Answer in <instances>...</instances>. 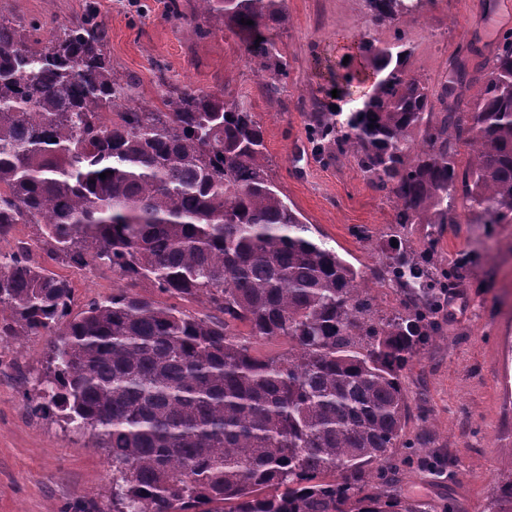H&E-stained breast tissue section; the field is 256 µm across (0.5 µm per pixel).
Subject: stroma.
<instances>
[{"label": "stroma", "mask_w": 512, "mask_h": 512, "mask_svg": "<svg viewBox=\"0 0 512 512\" xmlns=\"http://www.w3.org/2000/svg\"><path fill=\"white\" fill-rule=\"evenodd\" d=\"M87 0H0V14L44 30L81 16ZM109 30L108 56L115 76L138 78L136 100L154 110L163 104L156 71L170 84L223 93L245 102L260 122L271 176L302 214L315 240L355 268L372 267L386 246L395 211L374 188L352 155L323 158L309 140L314 113L370 91L361 76L369 64L359 40L382 45L402 31L410 73L430 88L448 78L459 55L479 64L495 49L498 35L478 0H428L423 10L396 25L372 20L366 0H285L288 20L269 28L288 61L281 91L268 97L270 81L257 73L239 35L222 24L196 31L195 0H184L182 18L167 17L168 0H95ZM458 221L413 225L408 249L433 246L440 266L454 270L442 335L403 373L413 416L407 438L428 431L425 453L452 455L451 474L430 479L418 466L401 474L403 496L453 512H486L497 482L512 475V223L479 224L464 203ZM75 288L74 306L111 296L118 288L104 267L56 266ZM49 336L0 339V512H92L112 495V464L92 447L88 434L48 417L27 413L24 392L36 391L44 374Z\"/></svg>", "instance_id": "obj_1"}]
</instances>
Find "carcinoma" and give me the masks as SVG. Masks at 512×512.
Instances as JSON below:
<instances>
[{
    "mask_svg": "<svg viewBox=\"0 0 512 512\" xmlns=\"http://www.w3.org/2000/svg\"><path fill=\"white\" fill-rule=\"evenodd\" d=\"M366 2L379 24L425 4ZM197 5L240 35L258 71L288 75L265 34L285 23V0ZM40 29L0 17V239L39 227L35 245L0 251V337H52L25 404L88 432L112 461V500L97 512H430L400 490L420 444L403 439L402 372L441 335L455 276L402 240L413 224L432 237L458 223L459 197L489 224L512 221V31L477 76L453 60L437 92L409 73L402 35L363 41L372 92L346 114L314 116L326 159L352 153L396 210L398 246L373 275L404 311L376 318L366 278L308 235L272 179L244 103L174 87L161 67L166 111L136 103L135 79L112 74L92 0L78 22L45 39ZM461 144L472 153L462 169ZM35 249L58 265H106L126 285L75 312L72 282ZM280 339L287 350L256 353ZM417 464L440 478L455 460ZM489 512H512V478Z\"/></svg>",
    "mask_w": 512,
    "mask_h": 512,
    "instance_id": "carcinoma-1",
    "label": "carcinoma"
}]
</instances>
